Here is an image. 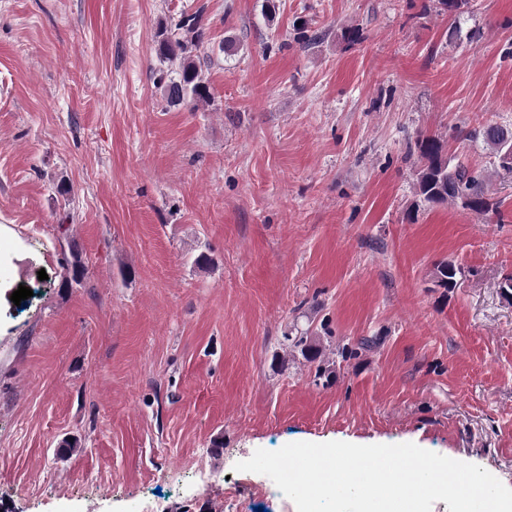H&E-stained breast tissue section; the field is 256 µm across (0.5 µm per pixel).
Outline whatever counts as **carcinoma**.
<instances>
[{
  "mask_svg": "<svg viewBox=\"0 0 512 512\" xmlns=\"http://www.w3.org/2000/svg\"><path fill=\"white\" fill-rule=\"evenodd\" d=\"M202 13L201 9L192 13L184 11L177 21L163 26L157 32V53L160 64L164 65L158 83L169 107L180 106L188 100L201 102L210 98L200 66L192 55L204 39ZM478 135L496 150L499 166L512 171V163L505 161V157L512 154V129L488 125ZM416 149L421 162L416 189L423 201L429 204H459L477 214H486L496 209V203L485 192L481 174L462 164L451 163L442 139L435 136L420 137L416 141ZM459 273V268L453 263L441 262L434 271L435 283L440 288L450 290L457 286ZM291 347L299 350L305 361L318 363L319 372L324 373L330 367L325 348L309 336L292 338ZM374 347L375 340L362 338L355 347L344 346L338 349V353L344 359L356 358Z\"/></svg>",
  "mask_w": 512,
  "mask_h": 512,
  "instance_id": "cac0c4a2",
  "label": "carcinoma"
}]
</instances>
